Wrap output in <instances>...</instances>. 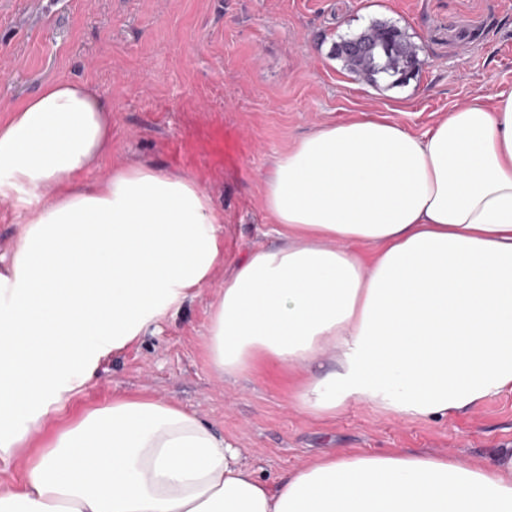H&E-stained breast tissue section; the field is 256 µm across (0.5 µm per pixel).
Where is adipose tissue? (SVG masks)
Listing matches in <instances>:
<instances>
[{"label": "adipose tissue", "mask_w": 512, "mask_h": 512, "mask_svg": "<svg viewBox=\"0 0 512 512\" xmlns=\"http://www.w3.org/2000/svg\"><path fill=\"white\" fill-rule=\"evenodd\" d=\"M111 149L112 113L81 81L0 119V201L27 210L0 256V459L224 266L194 179L138 165L87 181ZM262 207L281 244L211 304L218 379L282 365L314 418L352 401L446 418L512 391V91L420 135L383 117L322 125L275 159ZM0 512H512V451L490 467L347 452L271 485L196 412L116 396L36 451Z\"/></svg>", "instance_id": "obj_1"}]
</instances>
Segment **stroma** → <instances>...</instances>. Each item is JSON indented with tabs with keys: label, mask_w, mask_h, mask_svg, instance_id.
I'll list each match as a JSON object with an SVG mask.
<instances>
[{
	"label": "stroma",
	"mask_w": 512,
	"mask_h": 512,
	"mask_svg": "<svg viewBox=\"0 0 512 512\" xmlns=\"http://www.w3.org/2000/svg\"><path fill=\"white\" fill-rule=\"evenodd\" d=\"M410 36L422 62L380 88L344 70L339 37L371 20ZM57 80L88 83L112 111V151L89 174L143 164L195 179L223 218L227 262L279 239L261 204L271 161L316 127L383 115L421 134L473 95L512 90V0H0V119ZM216 271L158 332L103 359L35 446L114 396L197 412L280 482L347 451L461 457L512 449V392L448 418L400 419L365 402L316 419L290 405L295 376L266 362L219 380L206 347Z\"/></svg>",
	"instance_id": "stroma-1"
}]
</instances>
